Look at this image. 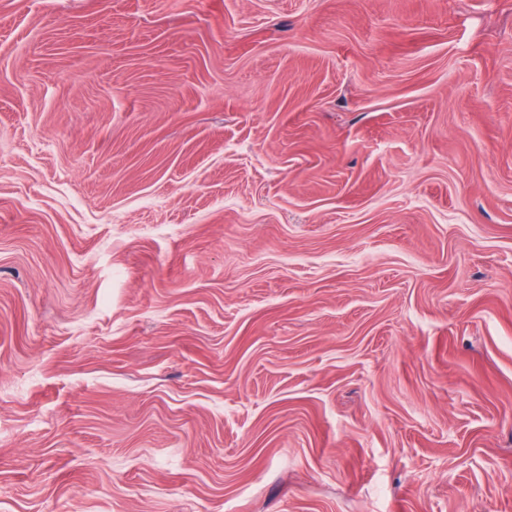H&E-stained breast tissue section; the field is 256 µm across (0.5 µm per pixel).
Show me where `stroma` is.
<instances>
[{"instance_id": "obj_1", "label": "stroma", "mask_w": 512, "mask_h": 512, "mask_svg": "<svg viewBox=\"0 0 512 512\" xmlns=\"http://www.w3.org/2000/svg\"><path fill=\"white\" fill-rule=\"evenodd\" d=\"M0 512H512V0H0Z\"/></svg>"}]
</instances>
